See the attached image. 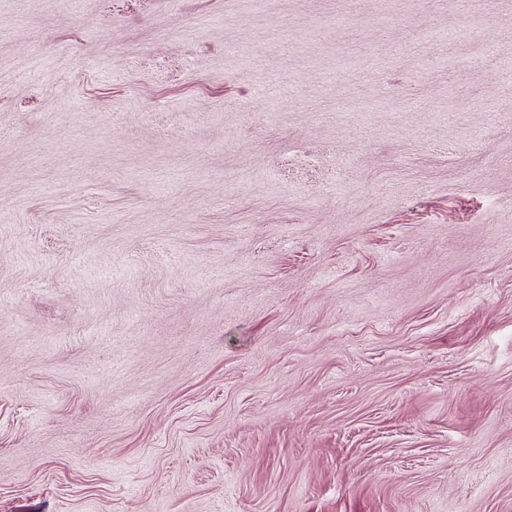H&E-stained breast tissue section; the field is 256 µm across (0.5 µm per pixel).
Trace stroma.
<instances>
[{
	"instance_id": "obj_1",
	"label": "stroma",
	"mask_w": 512,
	"mask_h": 512,
	"mask_svg": "<svg viewBox=\"0 0 512 512\" xmlns=\"http://www.w3.org/2000/svg\"><path fill=\"white\" fill-rule=\"evenodd\" d=\"M0 512H512V0H0Z\"/></svg>"
}]
</instances>
